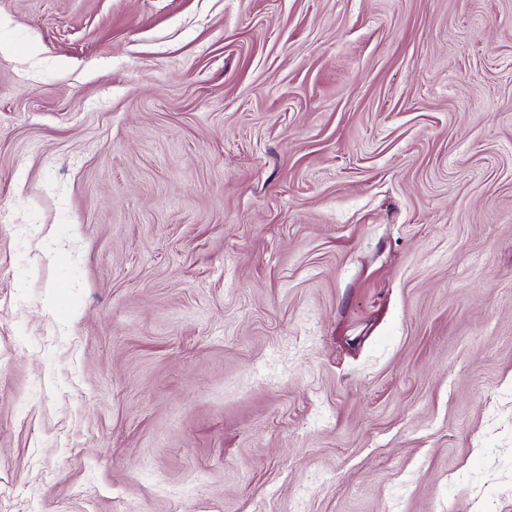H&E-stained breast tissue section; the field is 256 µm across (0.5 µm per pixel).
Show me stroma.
<instances>
[{
  "label": "stroma",
  "mask_w": 512,
  "mask_h": 512,
  "mask_svg": "<svg viewBox=\"0 0 512 512\" xmlns=\"http://www.w3.org/2000/svg\"><path fill=\"white\" fill-rule=\"evenodd\" d=\"M0 512H512V0H0Z\"/></svg>",
  "instance_id": "obj_1"
}]
</instances>
